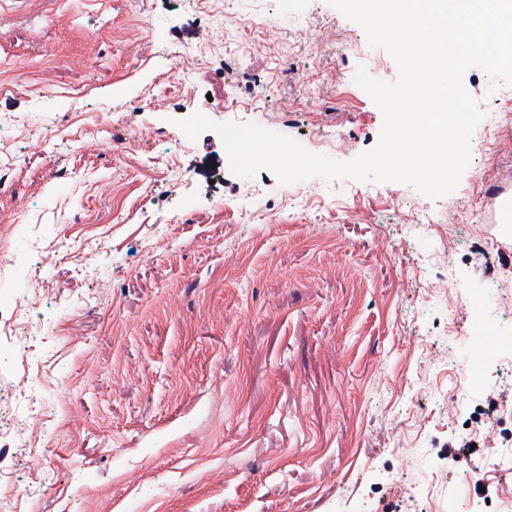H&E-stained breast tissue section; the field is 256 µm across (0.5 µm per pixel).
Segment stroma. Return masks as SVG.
<instances>
[{"instance_id": "obj_1", "label": "stroma", "mask_w": 512, "mask_h": 512, "mask_svg": "<svg viewBox=\"0 0 512 512\" xmlns=\"http://www.w3.org/2000/svg\"><path fill=\"white\" fill-rule=\"evenodd\" d=\"M361 67L398 77L326 0H0V315L19 323L0 338V486L20 512H406L410 485L476 500L473 456L438 461L446 370L512 333V265L449 228L448 202L504 223L512 135L488 147L479 123L437 199L242 178L216 133L176 138L200 112L353 160L383 125ZM462 83L485 114L512 108L481 68ZM473 394L512 407V370Z\"/></svg>"}]
</instances>
